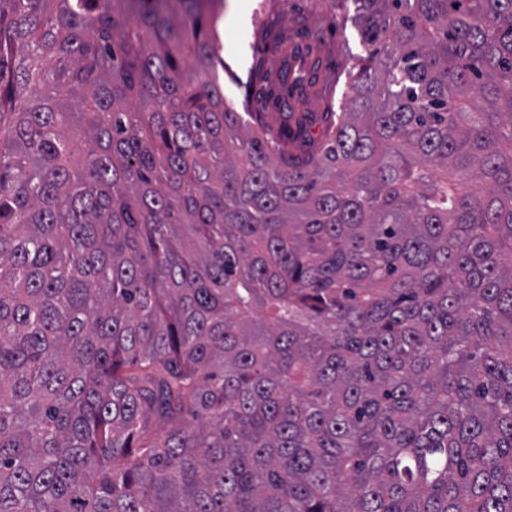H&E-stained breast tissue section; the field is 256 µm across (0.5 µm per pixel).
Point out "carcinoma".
<instances>
[{
  "instance_id": "cac0c4a2",
  "label": "carcinoma",
  "mask_w": 512,
  "mask_h": 512,
  "mask_svg": "<svg viewBox=\"0 0 512 512\" xmlns=\"http://www.w3.org/2000/svg\"><path fill=\"white\" fill-rule=\"evenodd\" d=\"M218 2L0 0V512H512V0ZM229 0H223L222 17L218 25V36L222 43L221 59L224 69L218 66L220 82L224 79V98L236 109H241L244 98V85L253 81L251 65L262 59L271 75V82L283 66V55L274 47L270 39L261 38V29L256 18L261 20L271 10L268 0H242L247 7V16L242 24L243 15L238 11L230 13L224 23V14ZM239 26V27H234ZM311 1L313 0H288V7L284 12L283 25L286 33L288 29H301L302 39H320L327 51V60L320 74L324 93H309L297 105V112H323L330 98H333L335 110H338L343 95L348 91L347 69L353 62L350 59L352 56L365 54L354 24L351 19L346 22L354 14V6L349 2V12H340L336 30V20H333L332 13L325 7L315 6Z\"/></svg>"
}]
</instances>
